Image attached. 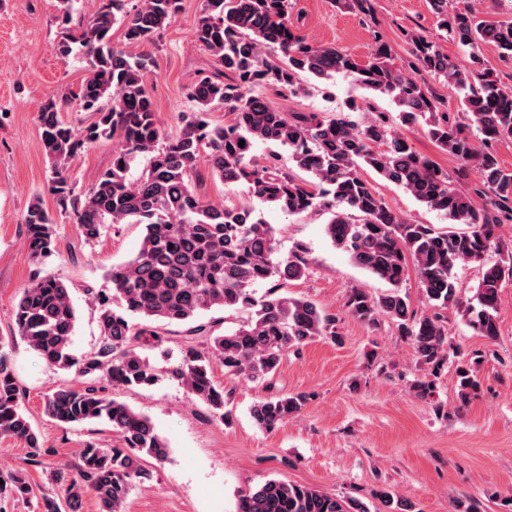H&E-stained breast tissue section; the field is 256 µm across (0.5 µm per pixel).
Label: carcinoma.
<instances>
[{
	"label": "carcinoma",
	"instance_id": "obj_1",
	"mask_svg": "<svg viewBox=\"0 0 512 512\" xmlns=\"http://www.w3.org/2000/svg\"><path fill=\"white\" fill-rule=\"evenodd\" d=\"M59 2L64 25L59 52L77 56L86 75L78 91L49 99L39 111L43 150L52 168L49 192L87 242L99 238L107 224H142L144 236L135 256L106 272L112 294L95 293L100 336L94 350L79 357L71 350L78 313L64 283L38 279L14 305L17 335L48 365L73 369L86 380L79 390L63 386L47 395L44 414L69 425L105 420L122 442L120 448L88 442L78 452L73 474L50 471L49 480L63 487L64 495H41L36 512H82L88 493L94 494L98 512H128L134 484L151 478L142 456L159 463L169 458L168 443L151 419L107 394L109 385L149 387L158 380L140 347L148 337L159 336L132 318L187 326L182 363L170 375L223 422L229 411L224 388L213 379L215 363L232 375L265 380L277 372L288 350L321 336H338L335 316L308 299L281 292L283 282L307 274L308 263L300 249L284 260L274 259V228L258 214V205L290 215L331 213L325 232L333 245L390 285L378 296L350 289L347 311L367 324L389 318L409 337L418 363L435 371L448 361L441 311L450 306L461 309L478 335L498 336L500 292L512 282V255L493 264L486 257L502 248L497 228L512 220V169L501 164L494 150L498 141L512 137V89L500 83L480 46L489 43L500 56L512 58V20H487L472 8L450 14L448 0H429L443 38L466 51L469 66L463 69L452 61L436 40L418 34L408 38L417 65L455 93L459 110L451 113L429 87L393 66L381 40L360 64L332 45L312 44L295 34L290 0H203L194 37L213 64L191 87L197 112L179 137L160 147L146 86L154 61L112 47V27L124 26L130 46L150 43L177 16L181 0H141L134 11L127 0H100L93 16L76 23L72 0ZM270 55L284 62L279 65ZM303 74L321 80L350 75L359 88L390 97L400 122L422 126L438 147L477 172L481 188L473 194L457 188L448 172L393 134L385 115L363 125L346 115L327 120L315 112L292 120L252 94L262 83L303 94ZM72 100L96 114V120L81 129L61 121L59 112ZM221 107L231 112L232 122L211 124L208 112ZM468 121L478 132L476 143L464 135ZM99 141L113 142L112 162L92 187L78 192L69 163ZM258 143L287 149L309 179L295 178L274 162H257L252 149ZM382 143L384 150L378 149ZM141 156L146 164L132 182L129 171ZM201 160L225 185L246 184L256 205L214 203L200 196L190 180ZM364 168L466 230L440 231L394 212L364 179ZM480 197L485 201L479 202ZM25 224L32 257L50 253L54 220L40 201L29 206ZM470 263L483 266V272L475 294L464 302L457 294L455 269ZM411 270L431 314L418 313L401 289ZM261 282L271 286L258 297L252 286ZM216 310L246 312L248 318L216 334L212 323L202 321ZM455 375L465 401L479 385L474 362L458 360ZM23 398L11 359L0 350V431L23 442L29 448L27 464L35 466L43 447ZM305 402L299 394L276 395L253 405L251 417L258 427L272 430L298 416ZM10 491L32 493L25 468L11 476ZM375 496L388 512H414L413 503L389 486ZM235 512L370 510L355 499L270 478L241 494Z\"/></svg>",
	"mask_w": 512,
	"mask_h": 512
}]
</instances>
